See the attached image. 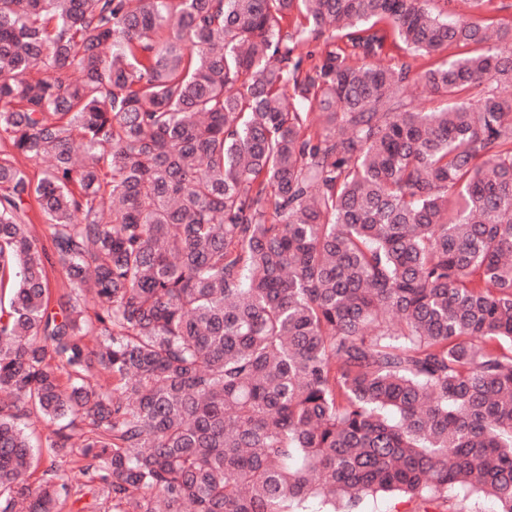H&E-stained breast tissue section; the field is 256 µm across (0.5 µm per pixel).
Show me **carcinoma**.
I'll list each match as a JSON object with an SVG mask.
<instances>
[{"mask_svg": "<svg viewBox=\"0 0 512 512\" xmlns=\"http://www.w3.org/2000/svg\"><path fill=\"white\" fill-rule=\"evenodd\" d=\"M448 3L0 0V512L70 495L32 415L109 512H512V27ZM389 38L470 48L429 110ZM337 43L342 45L340 41H327L325 37L318 40L309 41L306 44L300 45L295 51V56L303 58V67L308 68L310 64L321 59L329 50H335ZM30 430H33L37 436H39L41 440V444L43 446V460L40 466L36 469H33L29 473V483L33 486H37L40 482H42L45 478L49 477V474H54L56 477L64 478L68 484H71L74 487H77V484L82 483L85 478H83L80 473L78 467L84 464V461L78 462L80 460L79 455H74L71 457H53L47 451L48 445V437L52 436V430L55 428L54 426L47 425L44 421L36 416H31L26 420ZM52 472H48L46 475V470L50 469L51 463ZM417 501L407 497H393L386 494L366 496L362 499L359 512H420Z\"/></svg>", "mask_w": 512, "mask_h": 512, "instance_id": "cac0c4a2", "label": "carcinoma"}]
</instances>
